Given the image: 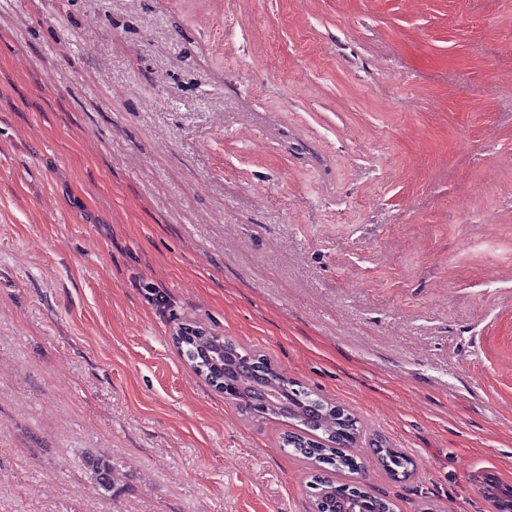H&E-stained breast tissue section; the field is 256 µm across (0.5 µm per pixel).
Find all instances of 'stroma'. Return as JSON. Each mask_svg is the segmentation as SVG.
<instances>
[{"label":"stroma","instance_id":"1","mask_svg":"<svg viewBox=\"0 0 512 512\" xmlns=\"http://www.w3.org/2000/svg\"><path fill=\"white\" fill-rule=\"evenodd\" d=\"M187 319L406 450L371 493L493 512L512 0H0V512H309ZM86 464L95 475L99 489L109 491L114 484V467L111 463L100 458L88 457Z\"/></svg>","mask_w":512,"mask_h":512}]
</instances>
